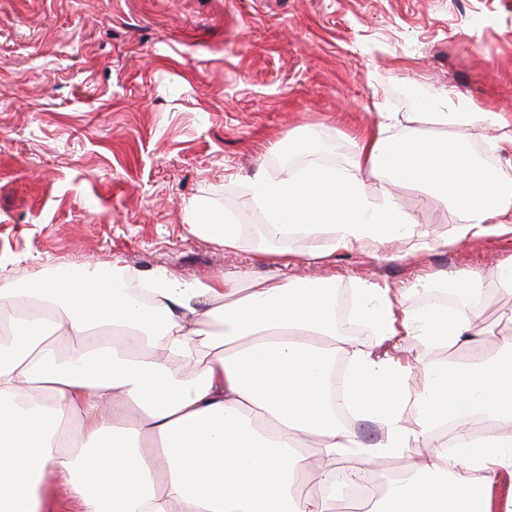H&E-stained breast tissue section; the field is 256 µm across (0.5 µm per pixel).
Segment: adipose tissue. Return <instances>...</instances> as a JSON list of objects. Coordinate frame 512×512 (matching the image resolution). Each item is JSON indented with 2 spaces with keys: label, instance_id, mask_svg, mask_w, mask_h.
<instances>
[{
  "label": "adipose tissue",
  "instance_id": "1",
  "mask_svg": "<svg viewBox=\"0 0 512 512\" xmlns=\"http://www.w3.org/2000/svg\"><path fill=\"white\" fill-rule=\"evenodd\" d=\"M420 107L452 135H401L399 114L382 112L346 167L320 163L322 144L296 141L307 157L301 169L254 182L268 236L333 235L299 257L271 253L274 277L184 281L161 271L145 282L143 302L115 260L0 287V308L10 311L0 320V512H52L51 481L77 512H337L336 461L348 456L396 463L367 512H491L497 475L512 473V343L427 366L416 384L402 357H376L338 330L334 279L287 276L299 258L418 237L400 205L368 194L370 176L450 203L457 222L430 248L512 234V176L479 164L471 137L489 124L500 130L493 147L512 152V120L441 94ZM188 209L190 234L237 246L243 224L201 199ZM205 319L219 330L202 328ZM349 321L391 347L409 336L469 345L478 334L466 305L409 309L368 279L351 293ZM339 355L342 397L357 419L381 427L377 443L363 444L336 418L329 373ZM443 424L452 434H440ZM315 459L318 479L299 490Z\"/></svg>",
  "mask_w": 512,
  "mask_h": 512
}]
</instances>
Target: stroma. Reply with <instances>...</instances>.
<instances>
[{"mask_svg":"<svg viewBox=\"0 0 512 512\" xmlns=\"http://www.w3.org/2000/svg\"><path fill=\"white\" fill-rule=\"evenodd\" d=\"M441 93L512 116V0H0V286L116 256L141 280H266L269 252L331 239L271 240L248 221L256 177L306 162L288 139H322L326 164L343 167L381 112L403 115L402 131L448 135L417 113ZM367 184L428 237L457 222L415 188ZM198 198L247 220L238 247L188 233ZM392 249L399 259L377 261L367 239L290 273L341 291L367 278L415 308L426 276L479 268L483 347L498 349L512 294L494 271L512 237Z\"/></svg>","mask_w":512,"mask_h":512,"instance_id":"obj_1","label":"stroma"}]
</instances>
